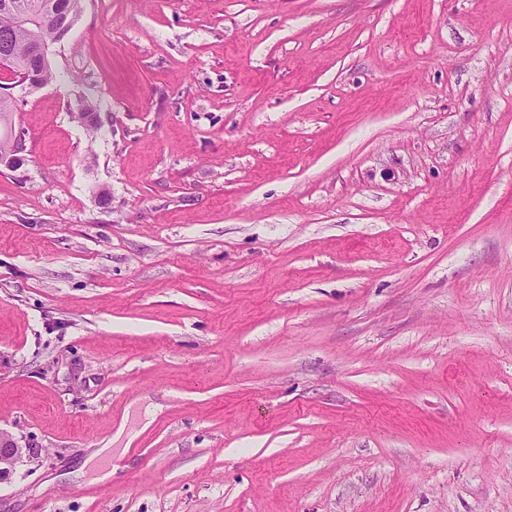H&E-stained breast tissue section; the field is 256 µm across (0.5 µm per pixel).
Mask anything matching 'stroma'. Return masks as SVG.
I'll use <instances>...</instances> for the list:
<instances>
[{
  "instance_id": "1",
  "label": "stroma",
  "mask_w": 512,
  "mask_h": 512,
  "mask_svg": "<svg viewBox=\"0 0 512 512\" xmlns=\"http://www.w3.org/2000/svg\"><path fill=\"white\" fill-rule=\"evenodd\" d=\"M51 66L0 512H512V0H86ZM27 448L0 432V483L9 479L15 465L23 458Z\"/></svg>"
}]
</instances>
